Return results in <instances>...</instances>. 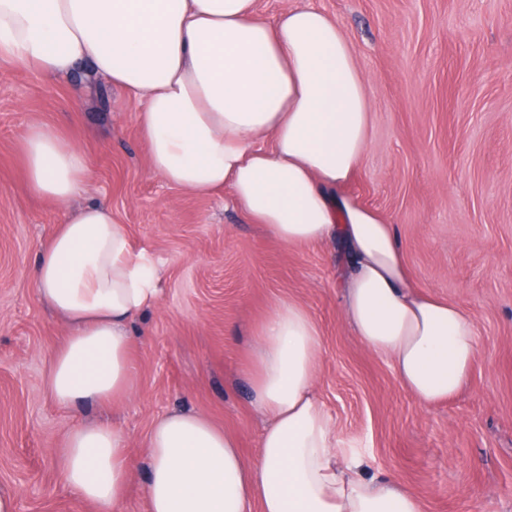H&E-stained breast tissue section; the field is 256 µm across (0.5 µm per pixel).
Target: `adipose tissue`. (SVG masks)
I'll return each instance as SVG.
<instances>
[{"label": "adipose tissue", "mask_w": 512, "mask_h": 512, "mask_svg": "<svg viewBox=\"0 0 512 512\" xmlns=\"http://www.w3.org/2000/svg\"><path fill=\"white\" fill-rule=\"evenodd\" d=\"M0 60L47 77L88 61L142 98L137 120L154 175L181 190H229L246 219L286 246L342 238L351 262L342 312L361 343L390 359L430 406L469 381L474 317L420 291L395 227L345 195L368 148L371 91L340 24L310 7L261 19L256 0H0ZM33 194L68 207L91 177L85 154L36 124L22 143ZM33 278L67 325L48 372L65 406L134 388L131 320L159 302L160 269L109 204L65 217ZM322 338L306 307L279 301L257 333L250 376L266 424L256 461L206 416L172 412L146 439L147 512H424L390 480L367 479L315 390ZM58 456L95 512H124L133 460L121 430L75 429Z\"/></svg>", "instance_id": "1"}]
</instances>
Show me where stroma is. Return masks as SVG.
<instances>
[{"label":"stroma","instance_id":"35a3bbf8","mask_svg":"<svg viewBox=\"0 0 512 512\" xmlns=\"http://www.w3.org/2000/svg\"><path fill=\"white\" fill-rule=\"evenodd\" d=\"M311 5L335 18L372 89L369 148L348 194L395 224L421 289L475 318L467 387L422 406L388 359L344 322L340 243L285 247L232 205L153 175L137 122L142 100L80 65L51 80L0 65V486L17 512H92L67 487L56 450L100 419L135 461L124 512H145L144 443L172 411L238 435L247 460L265 421L248 361L261 319L294 298L316 318L317 395L367 475L417 493L424 512H512V0H258L272 20ZM61 128L92 177L71 209L108 202L161 271L157 307L130 324L133 393L68 408L47 390L67 333L32 280L65 209L33 195L19 158L27 128Z\"/></svg>","mask_w":512,"mask_h":512}]
</instances>
